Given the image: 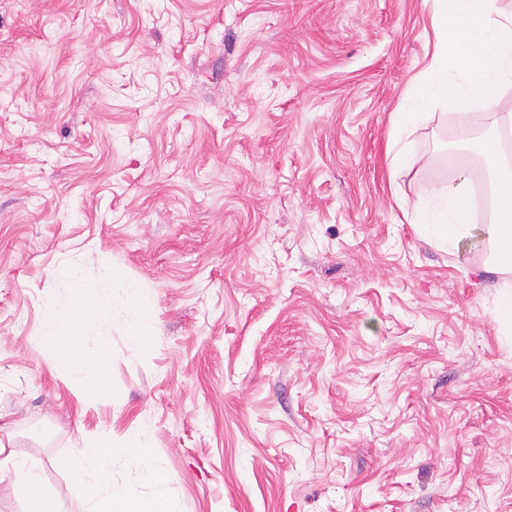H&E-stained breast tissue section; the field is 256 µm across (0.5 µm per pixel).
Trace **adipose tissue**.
<instances>
[{"label": "adipose tissue", "mask_w": 512, "mask_h": 512, "mask_svg": "<svg viewBox=\"0 0 512 512\" xmlns=\"http://www.w3.org/2000/svg\"><path fill=\"white\" fill-rule=\"evenodd\" d=\"M113 272L86 279L79 267L69 266L55 275L58 297L49 307L44 332L38 341L56 348L54 367L79 384L102 383L110 367V351L100 331L112 320ZM103 453L89 442L66 461L86 487L87 512H179L168 492V481L150 469V499L129 488L114 486L101 469Z\"/></svg>", "instance_id": "ef3b65f1"}]
</instances>
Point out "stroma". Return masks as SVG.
I'll use <instances>...</instances> for the list:
<instances>
[{"mask_svg": "<svg viewBox=\"0 0 512 512\" xmlns=\"http://www.w3.org/2000/svg\"><path fill=\"white\" fill-rule=\"evenodd\" d=\"M432 0H0V439L181 512H512V272L415 202L487 134L390 119L429 60ZM115 270L88 398L35 344L53 272ZM152 319L133 343L125 286Z\"/></svg>", "mask_w": 512, "mask_h": 512, "instance_id": "obj_1", "label": "stroma"}]
</instances>
